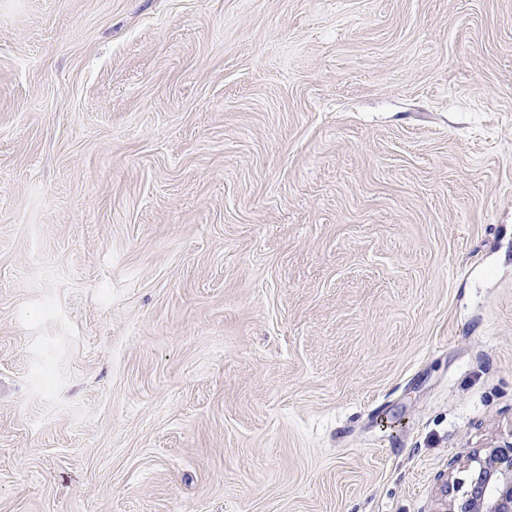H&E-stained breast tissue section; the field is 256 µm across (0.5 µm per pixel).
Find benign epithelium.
<instances>
[{"mask_svg":"<svg viewBox=\"0 0 512 512\" xmlns=\"http://www.w3.org/2000/svg\"><path fill=\"white\" fill-rule=\"evenodd\" d=\"M470 473V489L449 512H512V437L484 449Z\"/></svg>","mask_w":512,"mask_h":512,"instance_id":"1","label":"benign epithelium"}]
</instances>
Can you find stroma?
<instances>
[{
	"label": "stroma",
	"mask_w": 512,
	"mask_h": 512,
	"mask_svg": "<svg viewBox=\"0 0 512 512\" xmlns=\"http://www.w3.org/2000/svg\"><path fill=\"white\" fill-rule=\"evenodd\" d=\"M512 435V0H0V512H448Z\"/></svg>",
	"instance_id": "stroma-1"
}]
</instances>
